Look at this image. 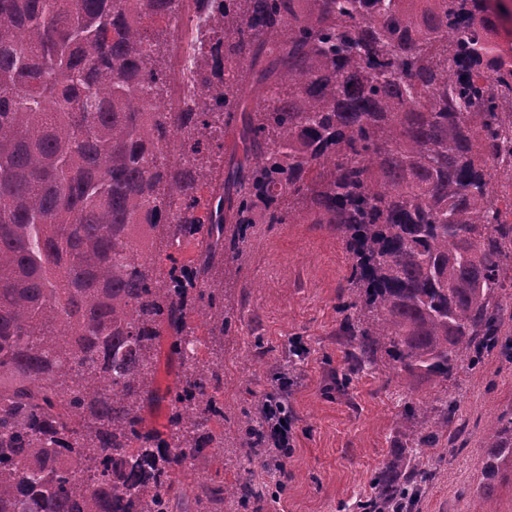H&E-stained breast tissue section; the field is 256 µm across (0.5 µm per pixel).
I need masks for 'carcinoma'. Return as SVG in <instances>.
Listing matches in <instances>:
<instances>
[{"mask_svg": "<svg viewBox=\"0 0 512 512\" xmlns=\"http://www.w3.org/2000/svg\"><path fill=\"white\" fill-rule=\"evenodd\" d=\"M168 0H0V512H171L175 471L216 443L224 262L256 224H332L352 258L338 306L353 367L382 353L451 380L512 359V38L496 0H223L196 36ZM194 54L179 107V43ZM224 46V64L214 48ZM223 165H218V162ZM231 224V237L224 235ZM191 239L188 268L164 267ZM192 367L160 400L162 336ZM455 399L416 429L358 512H410ZM265 431L250 416L240 447ZM512 463V411L484 432ZM247 469L231 500L248 512ZM209 489L197 512H213ZM189 324L194 328V336L198 339V352L201 359L214 356L212 352L218 349L213 336H210L208 327L200 321L191 319Z\"/></svg>", "mask_w": 512, "mask_h": 512, "instance_id": "obj_1", "label": "carcinoma"}]
</instances>
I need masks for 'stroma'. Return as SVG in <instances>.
<instances>
[{"label":"stroma","instance_id":"35a3bbf8","mask_svg":"<svg viewBox=\"0 0 512 512\" xmlns=\"http://www.w3.org/2000/svg\"><path fill=\"white\" fill-rule=\"evenodd\" d=\"M351 258L335 230L324 224H259L224 270V311L236 329L216 343L206 325L193 321L200 358L224 351L222 416L210 427L223 434L224 450L211 454L204 476L212 485L236 488V452L243 412L289 373L288 405L294 419L288 456H266L255 467L257 491L250 512H337L340 505L370 497L376 472L397 447L413 437L401 412L412 397L458 398L463 431L449 430L425 462L436 472L412 512H512V468L500 469L484 490L486 424L512 410V363L486 356L480 368L460 372L448 386L406 377L388 358L350 371L349 339L337 307ZM352 379L345 390L336 380ZM283 466L287 489L279 502L265 491L272 470Z\"/></svg>","mask_w":512,"mask_h":512}]
</instances>
